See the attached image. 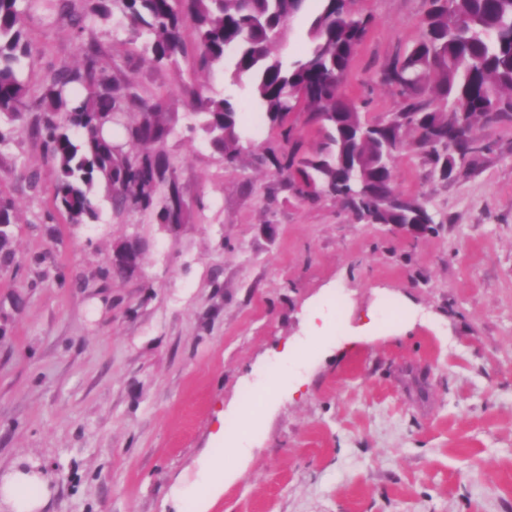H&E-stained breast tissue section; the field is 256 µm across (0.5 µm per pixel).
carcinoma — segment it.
<instances>
[{"instance_id":"1","label":"carcinoma","mask_w":512,"mask_h":512,"mask_svg":"<svg viewBox=\"0 0 512 512\" xmlns=\"http://www.w3.org/2000/svg\"><path fill=\"white\" fill-rule=\"evenodd\" d=\"M122 2L131 32L145 38L158 63H173L183 52L181 14L190 13L200 68L228 70L232 84H249L283 141L293 136L289 114L308 109L321 136L318 148L303 155L296 146L282 157L273 153L272 163L306 199L330 193L347 205L351 189L369 192L367 201L351 209L373 224H404L410 217L422 232L434 230L435 219L420 198L399 208L384 205L393 189L387 157L406 144V128L422 130L416 149L449 179L458 173L452 157L480 153L475 128L512 121V0H429L419 40L383 74L403 98L397 121L358 138L354 131L364 127L359 107L342 85L369 19L353 9V0H320L308 29L310 47L288 61L271 46L302 14L306 0ZM32 7L30 0H0V119L26 125L54 170L47 219L59 214L70 224L91 223L102 189L118 213L155 210L162 224H188V207L164 151L171 113L116 80L96 36L95 27L112 20V0H39L48 17L74 33L79 62L50 69L37 93L22 76L35 58L24 31ZM191 107L212 148L235 161L241 133L234 104L201 86L192 93ZM19 178L31 196L43 192L39 170L26 168ZM14 223L13 201L0 195L3 264L14 259L9 232ZM142 257L113 261L103 277L132 275Z\"/></svg>"}]
</instances>
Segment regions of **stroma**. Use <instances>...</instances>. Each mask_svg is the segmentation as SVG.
Segmentation results:
<instances>
[{"label":"stroma","instance_id":"stroma-1","mask_svg":"<svg viewBox=\"0 0 512 512\" xmlns=\"http://www.w3.org/2000/svg\"><path fill=\"white\" fill-rule=\"evenodd\" d=\"M371 26L343 92L372 120L401 98L382 72L418 40L426 0H355ZM30 73L78 59L70 28L31 14ZM112 72L172 114L166 151L188 224L152 211L42 222L54 174L22 124L0 145L16 258L0 266V476L38 467L47 512H187L217 427L248 448L210 512H512V122L444 180L412 146L398 193L436 221L416 237L335 196L308 201L260 156L247 87L200 69L194 46L154 64L120 0L98 28ZM233 96L248 133L236 162L209 146L191 91ZM40 169L37 197L16 179ZM203 207H196V199ZM148 244L140 270L102 280L114 243ZM254 403H247L245 391Z\"/></svg>","mask_w":512,"mask_h":512}]
</instances>
